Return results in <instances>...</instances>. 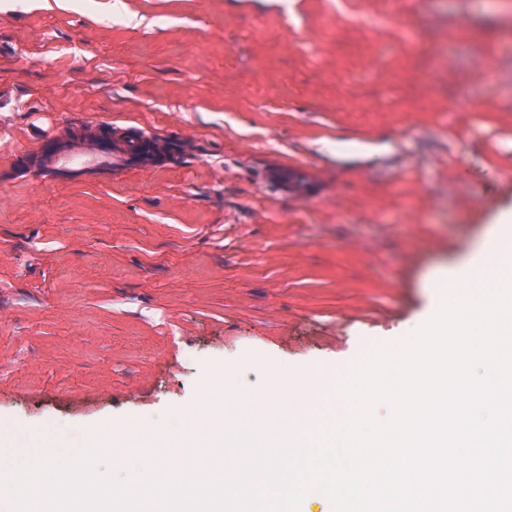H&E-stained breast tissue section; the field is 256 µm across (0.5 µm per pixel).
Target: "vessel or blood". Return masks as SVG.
<instances>
[{
  "label": "vessel or blood",
  "instance_id": "b4317fda",
  "mask_svg": "<svg viewBox=\"0 0 512 512\" xmlns=\"http://www.w3.org/2000/svg\"><path fill=\"white\" fill-rule=\"evenodd\" d=\"M46 140L33 166L42 177L63 185L93 184L115 174L160 169L170 153L163 140L128 127L115 136L75 129L58 137L47 135ZM304 172L302 165L282 163L266 170L263 181L300 195L308 190Z\"/></svg>",
  "mask_w": 512,
  "mask_h": 512
}]
</instances>
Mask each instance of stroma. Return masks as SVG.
<instances>
[{
    "mask_svg": "<svg viewBox=\"0 0 512 512\" xmlns=\"http://www.w3.org/2000/svg\"><path fill=\"white\" fill-rule=\"evenodd\" d=\"M401 2L0 0V433L210 431L219 372L275 427L286 379L351 376L438 311L512 214V0ZM110 123L172 160L17 177ZM282 162L307 195L262 186Z\"/></svg>",
    "mask_w": 512,
    "mask_h": 512,
    "instance_id": "obj_1",
    "label": "stroma"
}]
</instances>
